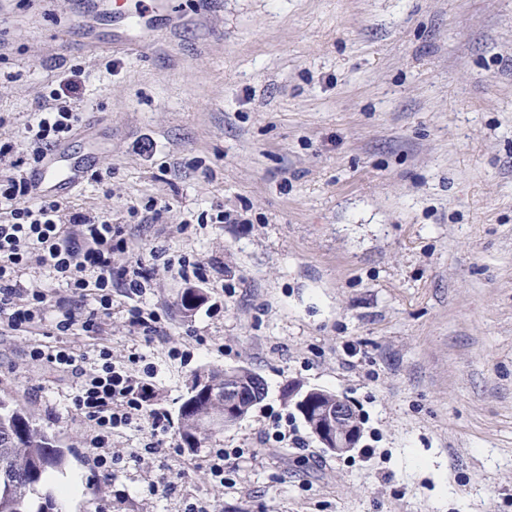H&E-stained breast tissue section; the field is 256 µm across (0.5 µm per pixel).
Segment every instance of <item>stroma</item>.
I'll use <instances>...</instances> for the list:
<instances>
[{
  "label": "stroma",
  "instance_id": "1",
  "mask_svg": "<svg viewBox=\"0 0 512 512\" xmlns=\"http://www.w3.org/2000/svg\"><path fill=\"white\" fill-rule=\"evenodd\" d=\"M173 30L134 56L58 57L50 36L79 0H0V136H20L49 83L76 73L67 102L101 112L96 149L110 187L71 207L120 225L114 266L153 253L220 262L205 304L184 313L186 281L158 269L146 300L165 335L130 332L120 295L89 350L145 354L154 408L176 420L204 366L243 365L263 400L188 454L128 455L112 438L122 499L90 480L72 383L28 364L49 324L0 334V396L71 451L81 489L63 512H512V0H172ZM165 202L162 222L128 214ZM240 212L242 224H188ZM187 350L173 360L169 347ZM344 396L363 418L358 448L327 452L289 386ZM304 448L261 445L268 423ZM242 448L241 479L216 487L209 449ZM174 489H165L166 481Z\"/></svg>",
  "mask_w": 512,
  "mask_h": 512
}]
</instances>
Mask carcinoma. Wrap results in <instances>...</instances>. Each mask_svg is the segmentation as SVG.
I'll list each match as a JSON object with an SVG mask.
<instances>
[{
    "instance_id": "carcinoma-1",
    "label": "carcinoma",
    "mask_w": 512,
    "mask_h": 512,
    "mask_svg": "<svg viewBox=\"0 0 512 512\" xmlns=\"http://www.w3.org/2000/svg\"><path fill=\"white\" fill-rule=\"evenodd\" d=\"M202 381L198 389L186 388L177 413L180 447L193 454L224 429L209 430L213 416L224 415V388L245 377L227 368L203 367L190 381ZM67 451L58 445L56 433L44 428L24 408L0 397V512H61L46 475L61 472Z\"/></svg>"
}]
</instances>
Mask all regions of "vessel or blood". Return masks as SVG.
<instances>
[{
  "mask_svg": "<svg viewBox=\"0 0 512 512\" xmlns=\"http://www.w3.org/2000/svg\"><path fill=\"white\" fill-rule=\"evenodd\" d=\"M91 13L99 19L115 24L110 41L85 40L79 44L70 41V29L84 25L86 15L73 14L68 27L55 33L56 44L65 50H78L85 57H93L109 50L115 53H135L161 39L166 29L165 20L170 0H142L141 4L124 6L122 0H88ZM95 161L92 156L76 158L70 153L69 143L61 142L48 151L40 166L30 177L31 197L49 198L64 203L72 199L87 183Z\"/></svg>",
  "mask_w": 512,
  "mask_h": 512,
  "instance_id": "b4317fda",
  "label": "vessel or blood"
}]
</instances>
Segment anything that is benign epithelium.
<instances>
[{
    "mask_svg": "<svg viewBox=\"0 0 512 512\" xmlns=\"http://www.w3.org/2000/svg\"><path fill=\"white\" fill-rule=\"evenodd\" d=\"M288 400L300 406L306 414H314L310 421L311 431L322 447L333 455H343L358 445V428L355 425V412L352 404L344 397L316 389L301 390L292 388ZM242 395L232 386L226 388L224 405V425L233 422V416L241 413Z\"/></svg>",
    "mask_w": 512,
    "mask_h": 512,
    "instance_id": "1",
    "label": "benign epithelium"
}]
</instances>
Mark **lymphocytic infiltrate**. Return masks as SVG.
I'll use <instances>...</instances> for the list:
<instances>
[{
    "label": "lymphocytic infiltrate",
    "mask_w": 512,
    "mask_h": 512,
    "mask_svg": "<svg viewBox=\"0 0 512 512\" xmlns=\"http://www.w3.org/2000/svg\"><path fill=\"white\" fill-rule=\"evenodd\" d=\"M76 82V75H59L48 100L28 123L34 161H41L46 150L75 130L78 118L62 95ZM15 149L13 140L0 139V333L28 331L42 322L47 309H54L51 327L57 344L31 345L27 357L72 377V405L85 424L91 469L109 485L115 481L118 461L112 451L114 433L145 432L142 448L132 453L139 461L159 454L165 443L168 417L149 403L157 370L145 354L119 357L106 345L90 354L65 339L101 335L116 289L129 301L126 321L132 332L160 335L162 318L145 301L154 271L139 262L113 265L115 250H127L128 243L119 239L120 228L108 216L77 211L52 199L30 201L24 161ZM33 264L65 282L67 294L53 297L25 285L23 273ZM89 299L95 306L88 310L84 303Z\"/></svg>",
    "instance_id": "lymphocytic-infiltrate-1"
}]
</instances>
